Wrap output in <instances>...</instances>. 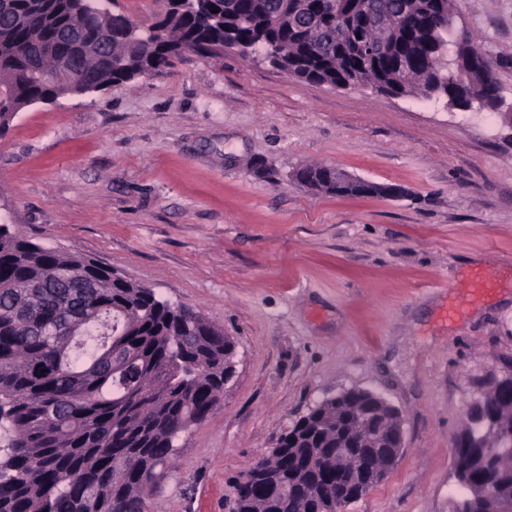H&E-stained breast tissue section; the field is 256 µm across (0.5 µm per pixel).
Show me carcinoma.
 <instances>
[{
  "instance_id": "carcinoma-1",
  "label": "carcinoma",
  "mask_w": 512,
  "mask_h": 512,
  "mask_svg": "<svg viewBox=\"0 0 512 512\" xmlns=\"http://www.w3.org/2000/svg\"><path fill=\"white\" fill-rule=\"evenodd\" d=\"M301 0H192L167 24L189 52L237 42L255 51L261 38L279 44L283 64L321 84L356 77L384 92L431 98L448 88L462 49L451 33L452 0H354L349 25L336 26L291 8ZM104 0H0V135L16 108L67 93L59 78L33 69L44 45L68 56L64 30L82 23L81 44L109 35L112 55L135 70L154 53L162 72L177 55L154 48L153 28L118 24ZM368 28L383 51L361 57L348 28ZM90 88L113 83L112 65L89 57ZM461 94L490 102L499 90L492 60L481 53ZM317 192L336 194L335 175L307 170ZM235 342L195 309L119 278L76 253L32 242L0 224V512H144V495L173 459L179 438L202 423L224 394V364ZM377 395L348 389L326 399L289 430L306 440L307 464L294 472L277 448L253 480L237 485L233 512H311L313 497L360 498L328 455L361 420L376 417ZM454 441V462L468 484L457 500L482 512L476 495L512 498V452L489 462L487 418L512 434V388L477 391ZM288 487V498L266 494Z\"/></svg>"
}]
</instances>
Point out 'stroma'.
Masks as SVG:
<instances>
[{
  "label": "stroma",
  "instance_id": "35a3bbf8",
  "mask_svg": "<svg viewBox=\"0 0 512 512\" xmlns=\"http://www.w3.org/2000/svg\"><path fill=\"white\" fill-rule=\"evenodd\" d=\"M453 33L512 104V0H453ZM496 113L333 89L262 52L185 54L148 79L18 112L0 136V224L195 308L236 372L145 496L231 512L293 424L351 388L399 408L406 448L345 512H450L452 444L480 382L512 370V141ZM305 165L394 184L324 195ZM498 284L448 319L450 296Z\"/></svg>",
  "mask_w": 512,
  "mask_h": 512
}]
</instances>
